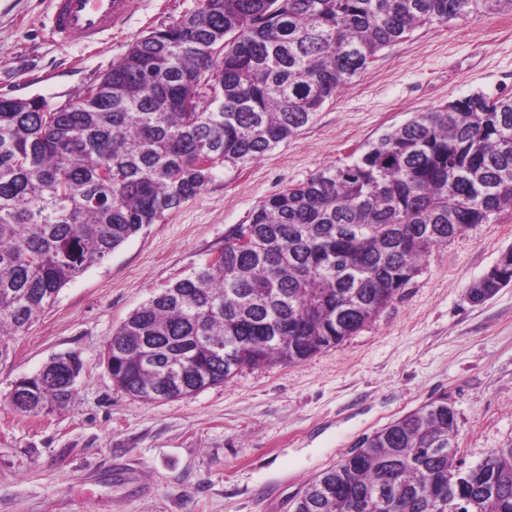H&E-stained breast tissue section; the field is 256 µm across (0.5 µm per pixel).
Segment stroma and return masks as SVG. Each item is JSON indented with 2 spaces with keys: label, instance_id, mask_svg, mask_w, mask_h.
Segmentation results:
<instances>
[{
  "label": "stroma",
  "instance_id": "stroma-1",
  "mask_svg": "<svg viewBox=\"0 0 512 512\" xmlns=\"http://www.w3.org/2000/svg\"><path fill=\"white\" fill-rule=\"evenodd\" d=\"M199 0H135L106 41L57 43L48 0H0V96L80 100L150 31ZM476 92L512 96V12L415 30L378 54L314 121L260 159L216 172L62 288L10 341L0 368V512H288L363 437L446 397L455 462L512 444V285L484 303L470 284L512 247V216L435 249L373 321L305 361L243 367L224 383L145 403L112 379L106 341L154 293L224 246L269 197L350 162L414 113ZM79 356L65 409L14 410V382Z\"/></svg>",
  "mask_w": 512,
  "mask_h": 512
}]
</instances>
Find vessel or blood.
<instances>
[{
    "label": "vessel or blood",
    "mask_w": 512,
    "mask_h": 512,
    "mask_svg": "<svg viewBox=\"0 0 512 512\" xmlns=\"http://www.w3.org/2000/svg\"><path fill=\"white\" fill-rule=\"evenodd\" d=\"M132 0H49L48 21L60 43H98L131 10Z\"/></svg>",
    "instance_id": "b4317fda"
}]
</instances>
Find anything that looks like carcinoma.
Returning a JSON list of instances; mask_svg holds the SVG:
<instances>
[{
  "label": "carcinoma",
  "instance_id": "carcinoma-1",
  "mask_svg": "<svg viewBox=\"0 0 512 512\" xmlns=\"http://www.w3.org/2000/svg\"><path fill=\"white\" fill-rule=\"evenodd\" d=\"M512 0H200L131 44L83 98L0 96V367L68 282L221 166L257 160L313 121L378 54L434 22ZM214 81L213 96L191 88ZM512 212V98L474 93L417 112L360 156L263 201L251 243L134 310L106 347L112 379L152 403L244 366L303 361L374 319L433 248ZM512 284V247L468 287ZM22 413L71 401L67 365L18 379ZM457 414L434 399L362 439L312 479L292 512H512V447L456 471Z\"/></svg>",
  "mask_w": 512,
  "mask_h": 512
}]
</instances>
